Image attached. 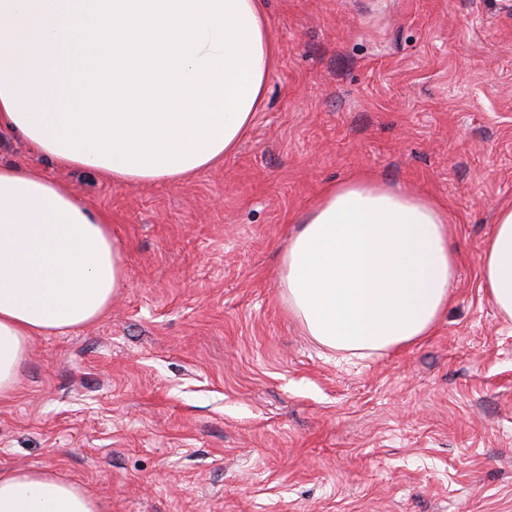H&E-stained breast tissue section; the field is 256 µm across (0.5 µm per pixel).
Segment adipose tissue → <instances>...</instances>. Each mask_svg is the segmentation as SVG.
I'll return each instance as SVG.
<instances>
[{
  "instance_id": "obj_1",
  "label": "adipose tissue",
  "mask_w": 512,
  "mask_h": 512,
  "mask_svg": "<svg viewBox=\"0 0 512 512\" xmlns=\"http://www.w3.org/2000/svg\"><path fill=\"white\" fill-rule=\"evenodd\" d=\"M277 55L263 0H0V131L113 184L176 182L223 160L265 102ZM448 217L366 177L328 185L280 265L308 336L366 357L429 335L457 283ZM482 286L512 321V208ZM124 284L107 215L30 169L0 164V396L32 337L97 321ZM0 512H100L48 470L0 473Z\"/></svg>"
}]
</instances>
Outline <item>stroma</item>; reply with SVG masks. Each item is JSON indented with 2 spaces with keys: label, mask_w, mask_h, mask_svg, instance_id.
I'll use <instances>...</instances> for the list:
<instances>
[{
  "label": "stroma",
  "mask_w": 512,
  "mask_h": 512,
  "mask_svg": "<svg viewBox=\"0 0 512 512\" xmlns=\"http://www.w3.org/2000/svg\"><path fill=\"white\" fill-rule=\"evenodd\" d=\"M277 56L238 148L119 186L0 138V160L104 212L125 285L33 337L0 396V472L102 512H512V323L480 281L512 207V0H265ZM356 175L448 211L457 287L433 331L358 358L281 296L295 217Z\"/></svg>",
  "instance_id": "1"
}]
</instances>
